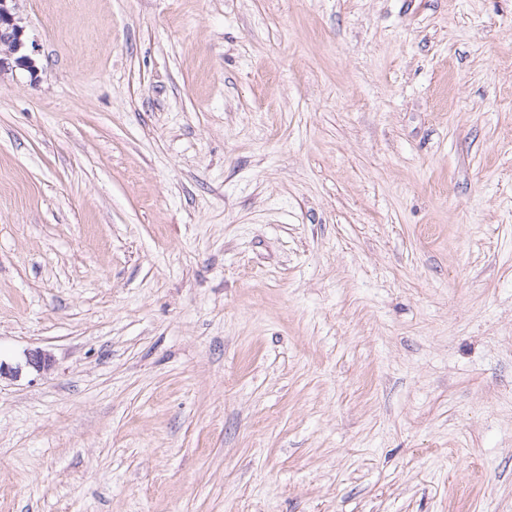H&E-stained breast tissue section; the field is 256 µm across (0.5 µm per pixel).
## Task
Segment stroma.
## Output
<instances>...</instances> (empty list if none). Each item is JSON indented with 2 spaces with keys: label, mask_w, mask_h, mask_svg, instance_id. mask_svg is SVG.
Masks as SVG:
<instances>
[{
  "label": "stroma",
  "mask_w": 512,
  "mask_h": 512,
  "mask_svg": "<svg viewBox=\"0 0 512 512\" xmlns=\"http://www.w3.org/2000/svg\"><path fill=\"white\" fill-rule=\"evenodd\" d=\"M16 12L0 512H512V0Z\"/></svg>",
  "instance_id": "stroma-1"
}]
</instances>
